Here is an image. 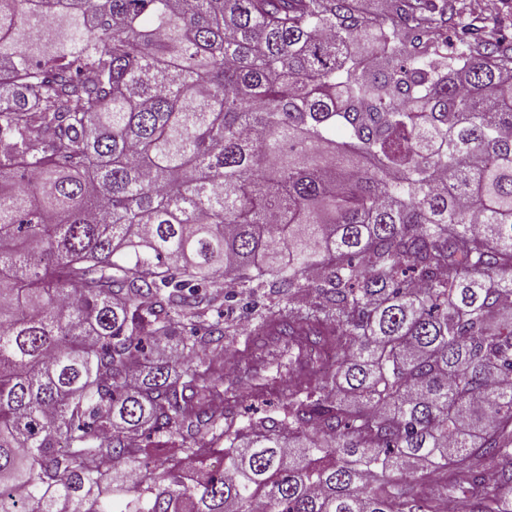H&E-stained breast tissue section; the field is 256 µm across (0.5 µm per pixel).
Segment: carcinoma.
Wrapping results in <instances>:
<instances>
[{"instance_id": "obj_1", "label": "carcinoma", "mask_w": 512, "mask_h": 512, "mask_svg": "<svg viewBox=\"0 0 512 512\" xmlns=\"http://www.w3.org/2000/svg\"><path fill=\"white\" fill-rule=\"evenodd\" d=\"M501 23L0 0V512H512ZM262 302V299L259 297L246 298L238 296L236 300L226 302L224 305V319L231 320L238 324V327L248 326L250 324V314L249 310H246V307L249 308L251 304L249 303Z\"/></svg>"}]
</instances>
